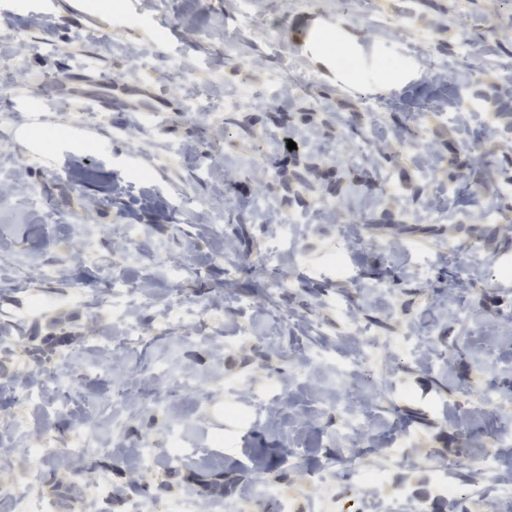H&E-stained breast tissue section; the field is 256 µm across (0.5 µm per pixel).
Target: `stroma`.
Listing matches in <instances>:
<instances>
[{
    "instance_id": "obj_1",
    "label": "stroma",
    "mask_w": 512,
    "mask_h": 512,
    "mask_svg": "<svg viewBox=\"0 0 512 512\" xmlns=\"http://www.w3.org/2000/svg\"><path fill=\"white\" fill-rule=\"evenodd\" d=\"M33 2L0 0V183L22 186L0 192V490L50 498L54 512H126L115 494L135 475L144 512H174L187 495L248 512L288 497L293 512H316L310 476L359 466L386 470V483L346 488L347 512L421 500L429 512H512V447L490 439L512 424V277L491 275L512 267L498 115L512 5L361 0L353 17L342 0ZM311 15L345 28L363 66L406 57L413 81L327 80L299 48ZM197 93L213 116L189 110ZM36 123L65 129L51 153ZM457 183L466 196L449 194ZM489 207L491 224L478 218ZM343 244L340 273L329 257ZM128 318L142 345L111 361V383L80 388L93 405L112 382L137 381V398L100 422L109 450L84 453L81 474L40 462L41 441L71 445L79 426L52 398H22L41 363L33 341L51 339L62 375L100 359L92 338L121 342ZM355 321L412 345L358 360L365 408L348 442L330 404ZM144 360L178 365L192 386L140 377ZM277 382L288 399L273 419ZM452 458L465 465L456 500L438 492Z\"/></svg>"
}]
</instances>
